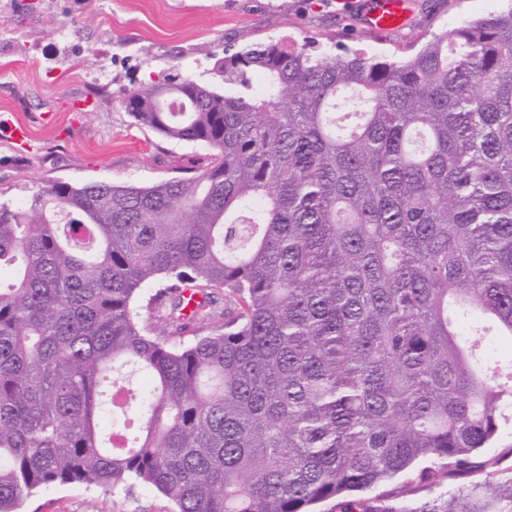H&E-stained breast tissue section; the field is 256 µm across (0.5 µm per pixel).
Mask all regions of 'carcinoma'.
I'll return each instance as SVG.
<instances>
[{
	"label": "carcinoma",
	"instance_id": "1",
	"mask_svg": "<svg viewBox=\"0 0 512 512\" xmlns=\"http://www.w3.org/2000/svg\"><path fill=\"white\" fill-rule=\"evenodd\" d=\"M212 75L124 98L213 150L192 175L0 202V512L69 483L312 512L423 461L485 478L344 512H512L475 461L512 425V8L402 59L269 41Z\"/></svg>",
	"mask_w": 512,
	"mask_h": 512
}]
</instances>
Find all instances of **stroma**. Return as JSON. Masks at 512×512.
I'll list each match as a JSON object with an SVG mask.
<instances>
[{
	"label": "stroma",
	"instance_id": "stroma-1",
	"mask_svg": "<svg viewBox=\"0 0 512 512\" xmlns=\"http://www.w3.org/2000/svg\"><path fill=\"white\" fill-rule=\"evenodd\" d=\"M369 0H0V127L28 123L29 146L0 135V202L23 204L45 183L149 186L180 175L205 146L141 128L122 101L180 73L209 82L225 47L314 40L401 56L462 20L512 0H410L409 21L390 33L364 27ZM56 117L48 127L40 113ZM150 487L112 494L81 483L54 486L19 512H173Z\"/></svg>",
	"mask_w": 512,
	"mask_h": 512
}]
</instances>
